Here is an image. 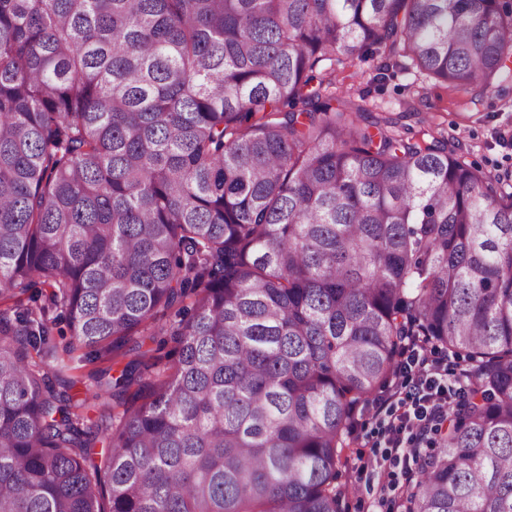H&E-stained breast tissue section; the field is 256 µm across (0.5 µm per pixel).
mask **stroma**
Listing matches in <instances>:
<instances>
[{
  "mask_svg": "<svg viewBox=\"0 0 512 512\" xmlns=\"http://www.w3.org/2000/svg\"><path fill=\"white\" fill-rule=\"evenodd\" d=\"M379 58L349 62L336 68V92H364L374 112L392 116L395 132L415 141L447 138L458 144L459 154L469 164L480 167L498 180L500 187L512 192V146L496 140L498 130H512V67L496 80V89L487 94L473 88L461 91L426 78L417 70L390 68L383 82L374 76ZM65 322H58L52 337L57 346L55 357L40 361L56 388H69L78 399L89 397L96 390L95 374L110 368L120 375L128 361L119 356L115 361L95 356L89 348L69 350L71 341ZM379 429L371 412H364L358 423V437L349 441L342 451L338 481L348 490L344 512H398L395 503L378 505L375 491L369 488L360 469L372 459L370 442Z\"/></svg>",
  "mask_w": 512,
  "mask_h": 512,
  "instance_id": "1",
  "label": "stroma"
}]
</instances>
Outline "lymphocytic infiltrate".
Returning a JSON list of instances; mask_svg holds the SVG:
<instances>
[{
    "label": "lymphocytic infiltrate",
    "mask_w": 512,
    "mask_h": 512,
    "mask_svg": "<svg viewBox=\"0 0 512 512\" xmlns=\"http://www.w3.org/2000/svg\"><path fill=\"white\" fill-rule=\"evenodd\" d=\"M463 376L432 359L419 339H408L394 385L373 407L380 430L373 442L370 480L380 497L412 480L423 461V444L448 422V389Z\"/></svg>",
    "instance_id": "obj_1"
}]
</instances>
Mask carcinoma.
Segmentation results:
<instances>
[{"instance_id": "carcinoma-1", "label": "carcinoma", "mask_w": 512, "mask_h": 512, "mask_svg": "<svg viewBox=\"0 0 512 512\" xmlns=\"http://www.w3.org/2000/svg\"><path fill=\"white\" fill-rule=\"evenodd\" d=\"M368 51L489 91L512 5L0 0V512H343L405 336L472 375L403 512H512V192L332 105ZM53 307L105 353L172 312L175 359L90 423L30 360Z\"/></svg>"}]
</instances>
